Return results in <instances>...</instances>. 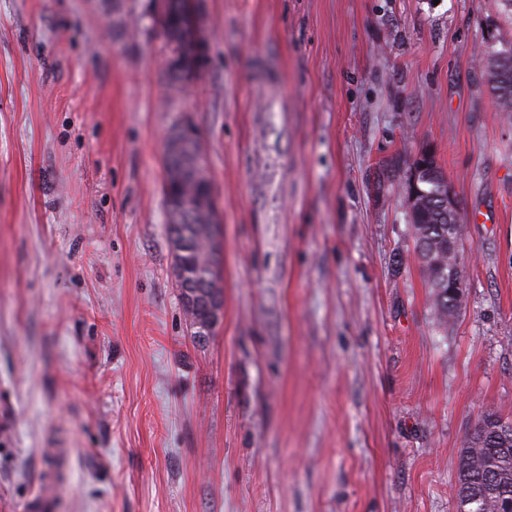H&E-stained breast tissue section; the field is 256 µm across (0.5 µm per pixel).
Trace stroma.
<instances>
[{
  "label": "stroma",
  "instance_id": "stroma-1",
  "mask_svg": "<svg viewBox=\"0 0 512 512\" xmlns=\"http://www.w3.org/2000/svg\"><path fill=\"white\" fill-rule=\"evenodd\" d=\"M168 102L157 0H0V512H456L460 450L512 420V114L499 0H202ZM180 119L222 213L194 341L162 193ZM429 148L464 228L434 317L407 222ZM481 47L482 60L486 62L488 84L501 112H512V41L491 36Z\"/></svg>",
  "mask_w": 512,
  "mask_h": 512
}]
</instances>
